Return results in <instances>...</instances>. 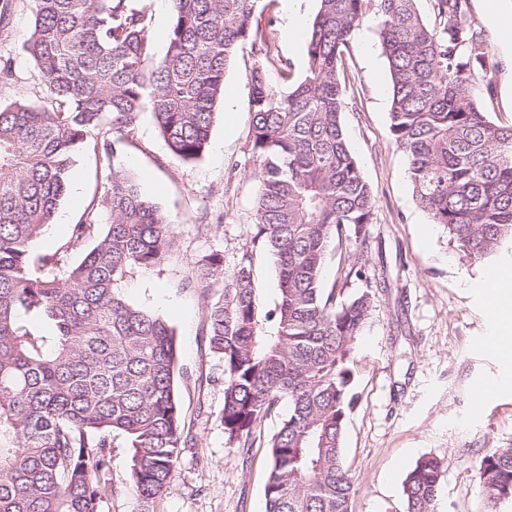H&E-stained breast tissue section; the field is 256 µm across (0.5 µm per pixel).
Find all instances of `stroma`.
<instances>
[{"label": "stroma", "mask_w": 512, "mask_h": 512, "mask_svg": "<svg viewBox=\"0 0 512 512\" xmlns=\"http://www.w3.org/2000/svg\"><path fill=\"white\" fill-rule=\"evenodd\" d=\"M266 2L262 18L271 24V50L248 45L238 50L201 158H172L147 116L119 158L120 169L141 179L143 192L171 219L178 236L177 250L163 264L133 268L115 285L122 299L174 329L183 376L179 394L194 435L154 512H265L270 450L258 446L243 457L225 444L219 419L224 366L202 336L205 294L187 281L211 253L223 255L228 272L247 254L263 307L277 301L275 262L253 241L259 163L249 135L250 73L264 67L269 86L282 92L287 88L282 63L290 62L297 78L307 57L305 43L288 42L289 0ZM484 4L470 0L469 17L484 34L494 86L488 91L476 83L475 93L492 121L511 125L512 56L487 24ZM30 18L27 0H17L8 30L0 33V54L12 59L15 70L12 82L0 84L4 103L43 97L38 72L21 49ZM345 75L346 138L376 198L364 251L333 242L323 274L326 287L347 296L367 290L375 300L352 365L357 403L344 435L345 466L354 484L351 512H406L403 481L423 456L446 462L436 512H483L480 462L487 449L512 446V387L497 385L512 374V364L483 342L488 309L478 279L490 266L512 269V241L487 258L463 259L446 230L415 203L407 158L392 142L389 76L373 18L365 19L360 39L352 43ZM73 175L80 197H65L60 211L67 221L50 227L40 251L64 243L72 225L104 194L92 145L76 153ZM358 260L365 279L346 278V268ZM112 458L102 512H138L124 437H115Z\"/></svg>", "instance_id": "obj_1"}]
</instances>
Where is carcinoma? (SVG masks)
<instances>
[{"mask_svg": "<svg viewBox=\"0 0 512 512\" xmlns=\"http://www.w3.org/2000/svg\"><path fill=\"white\" fill-rule=\"evenodd\" d=\"M32 2L22 49L45 102L0 103V512H101L115 434L129 443L130 486L147 512L193 436L173 329L121 299L114 284L164 262L178 238L110 158L145 114L173 158L204 153L233 56L247 43L269 49L257 18L263 0H171L161 57L147 7L135 0ZM430 2L431 21L417 0H318L303 76L278 93L262 67L251 73L255 239L275 259L277 303L262 307L248 254L229 273L220 254L206 256L189 284L211 298L203 333L224 362L225 444L254 447L262 422L288 401L267 442L266 512H350L351 364L375 300L369 291L337 298L323 271L330 244L365 241L374 218L373 190L347 143L339 79L367 15L377 21L390 131L416 203L466 259L512 240V125L491 122L473 91V61L492 90L483 34L469 20V0ZM90 141L105 161V193L64 244L40 254L74 153ZM444 473L439 458L417 460L403 482L406 512H434ZM479 489L486 512L512 501L511 446L488 449Z\"/></svg>", "mask_w": 512, "mask_h": 512, "instance_id": "obj_1", "label": "carcinoma"}]
</instances>
